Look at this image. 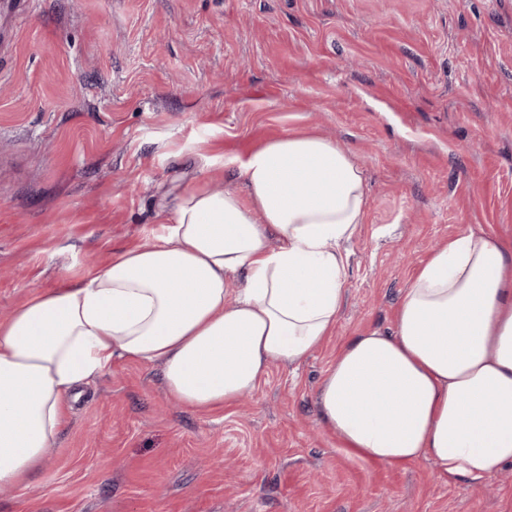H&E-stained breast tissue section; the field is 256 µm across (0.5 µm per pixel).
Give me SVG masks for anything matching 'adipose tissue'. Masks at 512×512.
I'll return each instance as SVG.
<instances>
[{
    "instance_id": "1",
    "label": "adipose tissue",
    "mask_w": 512,
    "mask_h": 512,
    "mask_svg": "<svg viewBox=\"0 0 512 512\" xmlns=\"http://www.w3.org/2000/svg\"><path fill=\"white\" fill-rule=\"evenodd\" d=\"M227 166L244 191L188 189L163 236L0 320V485L28 488L79 386L113 360L160 365L183 407L215 410L333 334L367 208L355 155L299 131ZM511 264L512 233L433 248L393 328L353 337L325 370L323 427L365 459L424 460L452 484L512 466Z\"/></svg>"
}]
</instances>
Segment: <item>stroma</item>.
Listing matches in <instances>:
<instances>
[{
    "mask_svg": "<svg viewBox=\"0 0 512 512\" xmlns=\"http://www.w3.org/2000/svg\"><path fill=\"white\" fill-rule=\"evenodd\" d=\"M512 0H0V319L160 237L225 159L316 130L366 172L334 335L247 402L191 412L158 366L80 388L0 512H512V467L454 486L318 422L323 372L391 329L437 242L512 231Z\"/></svg>",
    "mask_w": 512,
    "mask_h": 512,
    "instance_id": "35a3bbf8",
    "label": "stroma"
}]
</instances>
